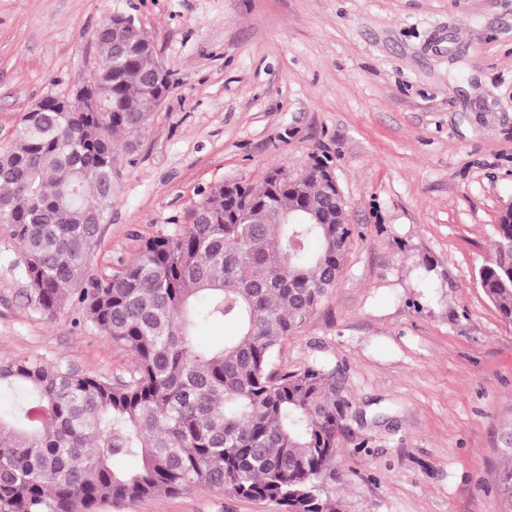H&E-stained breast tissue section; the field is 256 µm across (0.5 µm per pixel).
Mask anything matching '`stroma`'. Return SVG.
Listing matches in <instances>:
<instances>
[{"instance_id":"stroma-1","label":"stroma","mask_w":512,"mask_h":512,"mask_svg":"<svg viewBox=\"0 0 512 512\" xmlns=\"http://www.w3.org/2000/svg\"><path fill=\"white\" fill-rule=\"evenodd\" d=\"M134 15L174 85L117 162L92 257L105 277L173 235L214 186L334 170L355 233L343 274L273 367L336 364L356 419L337 512H507L512 323L476 283L512 204V0H0V148L25 112L97 66L105 16ZM0 224V361L125 374L132 356L74 311L40 312ZM100 512H285L190 490ZM504 447L509 456L506 465L500 471L497 479V490L500 499L512 510V431L505 434Z\"/></svg>"}]
</instances>
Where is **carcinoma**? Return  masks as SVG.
<instances>
[{
    "label": "carcinoma",
    "instance_id": "obj_1",
    "mask_svg": "<svg viewBox=\"0 0 512 512\" xmlns=\"http://www.w3.org/2000/svg\"><path fill=\"white\" fill-rule=\"evenodd\" d=\"M93 43L101 64L71 88L86 91L80 109L53 96L0 149V219L21 245L17 268L37 308L74 307V325L94 326L133 364L110 381L36 355L0 362V392L13 397L0 408V512H97L192 489L336 512L325 481L353 396L326 361L270 368L343 271L350 231L333 170L315 159L298 179L272 169L258 185H217L179 233L145 240L106 278L92 275L112 210V141L124 138L133 161L132 136L158 105L160 64L154 43L119 14ZM477 285L512 323L508 211ZM204 322L239 334L200 346L193 333ZM504 447L497 490L512 510V431Z\"/></svg>",
    "mask_w": 512,
    "mask_h": 512
}]
</instances>
